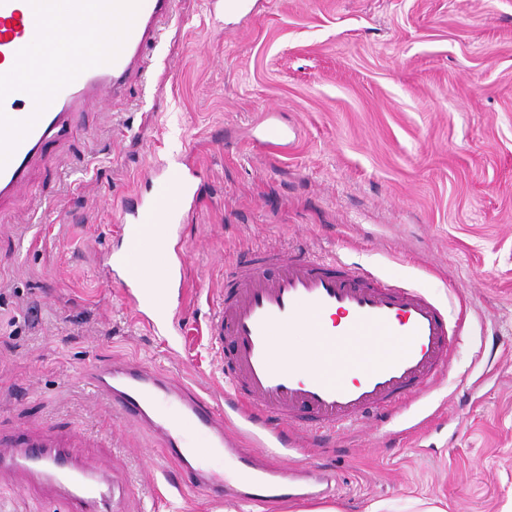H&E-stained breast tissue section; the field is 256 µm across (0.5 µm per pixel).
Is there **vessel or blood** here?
Here are the masks:
<instances>
[{"mask_svg": "<svg viewBox=\"0 0 512 512\" xmlns=\"http://www.w3.org/2000/svg\"><path fill=\"white\" fill-rule=\"evenodd\" d=\"M175 0H140L131 30L114 62L83 71L55 96L35 126L0 167V204L28 182L45 143L74 124L92 106L111 103L126 76L144 69L145 52L156 45ZM36 18L29 0H0V73L31 42ZM171 188L167 197L140 200L121 211V248L112 257L120 285L134 309L155 313L150 327L163 332L169 297L178 281L172 234L185 209L197 206L193 180L175 165L150 168ZM276 277L265 274L267 267ZM326 339L324 368L299 375L274 339L296 327ZM216 349L233 348L224 376L236 403L223 412L209 399L166 374L134 363L105 362L89 378L98 393L124 417L158 436L164 455L175 462L181 481L195 482L204 453L234 451L242 438L255 440L268 457L299 447L302 439H328L342 427L373 416L395 424L404 402L419 395L448 366L449 332L442 311L420 290L384 276L295 249L251 252L224 279V290L208 324ZM399 346H392L393 338ZM343 348L348 362H337ZM192 428L207 438L189 448L182 435ZM249 500L291 501L303 490L296 474L239 460ZM0 476L55 491L73 512H112L114 483L108 471L76 461L50 435L28 446L0 444Z\"/></svg>", "mask_w": 512, "mask_h": 512, "instance_id": "obj_1", "label": "vessel or blood"}]
</instances>
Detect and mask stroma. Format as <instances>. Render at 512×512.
Listing matches in <instances>:
<instances>
[{
    "instance_id": "obj_1",
    "label": "stroma",
    "mask_w": 512,
    "mask_h": 512,
    "mask_svg": "<svg viewBox=\"0 0 512 512\" xmlns=\"http://www.w3.org/2000/svg\"><path fill=\"white\" fill-rule=\"evenodd\" d=\"M274 114L296 139L270 153ZM182 162L198 205L178 226L181 319L153 335L111 279L121 197L166 192L146 168ZM292 246L421 289L467 315L449 368L407 409L280 458L338 480L366 512L420 499L512 512V0H251L225 19L178 0L125 94L45 147L27 193L0 210V433H53L110 464L112 512H249L177 492L156 439L85 379L115 357L224 402L206 324L224 271ZM0 512H59L44 489L0 482Z\"/></svg>"
}]
</instances>
